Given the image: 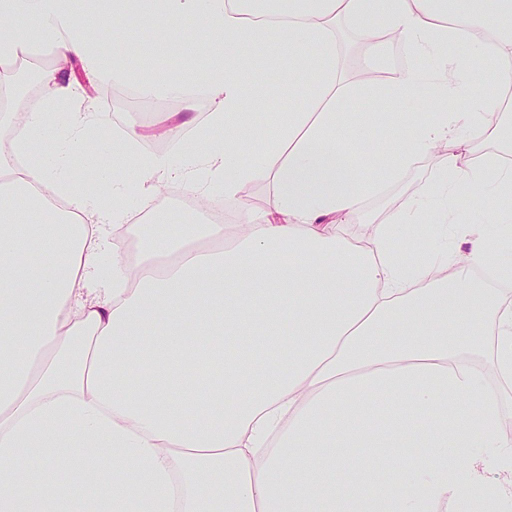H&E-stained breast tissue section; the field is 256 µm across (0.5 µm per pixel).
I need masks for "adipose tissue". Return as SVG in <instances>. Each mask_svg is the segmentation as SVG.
I'll use <instances>...</instances> for the list:
<instances>
[{
  "mask_svg": "<svg viewBox=\"0 0 512 512\" xmlns=\"http://www.w3.org/2000/svg\"><path fill=\"white\" fill-rule=\"evenodd\" d=\"M124 17L178 51L177 77L130 66L139 44L115 27ZM341 22L367 41L380 24L417 57L467 52L433 79L412 65L353 86L336 64ZM510 22L512 0H0V119L17 128L0 152V512L512 505V439L498 420L512 400V304L459 276L480 266L512 282L499 258L512 246V167L472 162L457 135L487 130L501 109L478 89L511 84L512 70L479 73L472 60L491 46L511 59ZM257 43L291 57L324 104L312 112L300 100L242 163L237 140L212 132L264 100L250 74ZM42 48L54 63L37 71L40 104L17 115L19 74ZM73 61L189 112L163 135H194L181 169L191 196L234 197L268 179L272 209L254 224L187 225L130 264L109 229L153 208L172 157L141 150L132 127L101 136L112 120L65 76ZM351 94L424 96L433 109L414 125L396 111L359 122L336 109ZM201 98L202 122L192 116ZM361 143L390 157L363 178L347 160ZM435 151L456 174L453 192L431 187L436 208L403 203L362 244L341 234L363 198ZM69 166L93 172L97 193ZM462 199L498 221L466 223ZM484 353L497 387L467 362Z\"/></svg>",
  "mask_w": 512,
  "mask_h": 512,
  "instance_id": "ef3b65f1",
  "label": "adipose tissue"
}]
</instances>
